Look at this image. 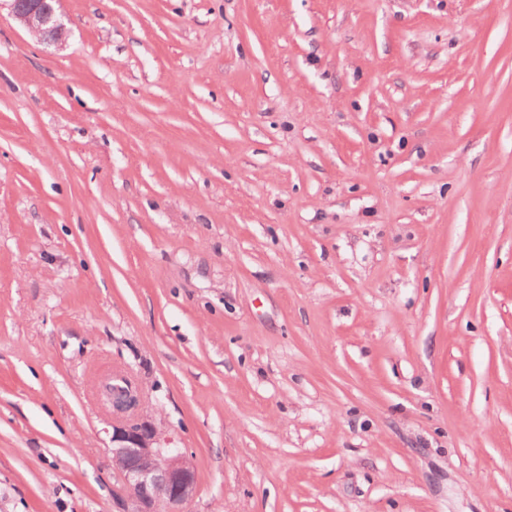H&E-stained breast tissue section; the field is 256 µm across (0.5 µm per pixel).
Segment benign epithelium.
Here are the masks:
<instances>
[{
	"label": "benign epithelium",
	"instance_id": "7a95c632",
	"mask_svg": "<svg viewBox=\"0 0 512 512\" xmlns=\"http://www.w3.org/2000/svg\"><path fill=\"white\" fill-rule=\"evenodd\" d=\"M11 15L38 40L61 46L68 28L61 0H5ZM141 390L112 405V466L123 477L118 512H186L196 489L187 455L164 446L155 423L140 412Z\"/></svg>",
	"mask_w": 512,
	"mask_h": 512
}]
</instances>
